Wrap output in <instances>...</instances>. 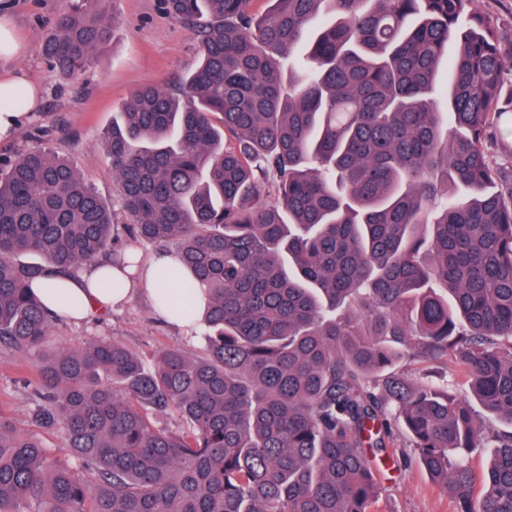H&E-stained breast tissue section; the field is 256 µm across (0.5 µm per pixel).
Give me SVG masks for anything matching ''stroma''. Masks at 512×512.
<instances>
[{"instance_id":"1","label":"stroma","mask_w":512,"mask_h":512,"mask_svg":"<svg viewBox=\"0 0 512 512\" xmlns=\"http://www.w3.org/2000/svg\"><path fill=\"white\" fill-rule=\"evenodd\" d=\"M64 4L65 0H0V15L10 17L25 37L24 50L11 66L41 87L38 109L25 118L12 140L0 141V167L41 142L67 158L100 196L113 203L117 200L115 176L101 144L113 113L141 87H178L198 53L187 30L167 13L163 0H109L113 38L80 79L69 80L51 70L41 51L48 34L46 21ZM94 336L119 341L147 361L166 347L179 346L197 354L204 348L202 338L183 336L165 323L142 295L98 321L58 320L50 343L75 347ZM24 377L18 353L0 348V411L27 429L33 403ZM381 480L377 512L454 510L447 491L431 481L406 439H399L393 458L384 460Z\"/></svg>"}]
</instances>
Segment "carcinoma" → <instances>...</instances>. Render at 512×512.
I'll list each match as a JSON object with an SVG mask.
<instances>
[{
  "label": "carcinoma",
  "mask_w": 512,
  "mask_h": 512,
  "mask_svg": "<svg viewBox=\"0 0 512 512\" xmlns=\"http://www.w3.org/2000/svg\"><path fill=\"white\" fill-rule=\"evenodd\" d=\"M84 2L42 48L66 77L113 36L107 0ZM254 2L164 0L199 59L104 132L120 209L44 147L0 172V345L33 364L32 422L66 449L0 412V512H375L369 451L390 456L394 424L454 512H512L497 30L474 0ZM121 215L178 255L157 270L175 312L204 295L202 354L47 346L32 282L113 256ZM450 362L460 380H426Z\"/></svg>",
  "instance_id": "carcinoma-1"
}]
</instances>
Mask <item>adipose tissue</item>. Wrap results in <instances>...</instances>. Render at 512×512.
I'll use <instances>...</instances> for the list:
<instances>
[{"instance_id": "adipose-tissue-1", "label": "adipose tissue", "mask_w": 512, "mask_h": 512, "mask_svg": "<svg viewBox=\"0 0 512 512\" xmlns=\"http://www.w3.org/2000/svg\"><path fill=\"white\" fill-rule=\"evenodd\" d=\"M39 104L40 87L36 82L16 71H0V141L13 138ZM177 264L175 254L147 257L133 246L126 250L119 265L92 262L68 274L47 269L37 280L36 294L59 318L82 322L105 316L142 293L155 301V310L164 320L186 334L189 323L159 302L161 296H177L179 284L163 283L155 277L158 268Z\"/></svg>"}]
</instances>
